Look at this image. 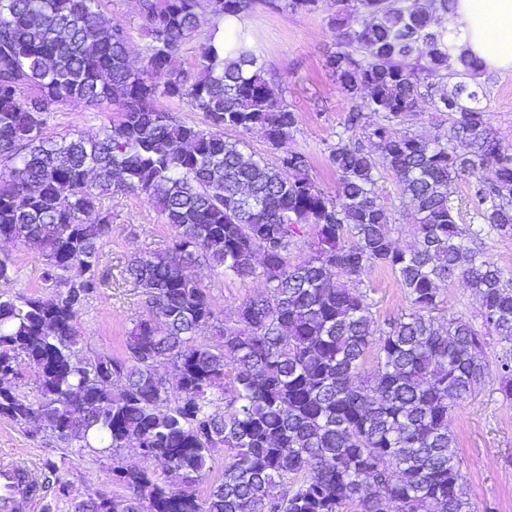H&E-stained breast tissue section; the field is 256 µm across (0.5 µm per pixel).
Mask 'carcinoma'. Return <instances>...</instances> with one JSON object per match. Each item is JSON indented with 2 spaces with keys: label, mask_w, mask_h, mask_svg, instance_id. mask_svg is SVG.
<instances>
[{
  "label": "carcinoma",
  "mask_w": 512,
  "mask_h": 512,
  "mask_svg": "<svg viewBox=\"0 0 512 512\" xmlns=\"http://www.w3.org/2000/svg\"><path fill=\"white\" fill-rule=\"evenodd\" d=\"M102 2L0 0V243L36 250L52 289L11 292L15 266L0 258V377L24 365L38 383L34 399L1 385L0 416L94 454L134 443L178 477L173 488L136 466L115 470L135 504L97 494L75 512H343L349 502L358 512H473L448 420L495 342L511 353L500 370L512 399V279L479 248L491 234L512 237V147L480 107L482 62L434 26L455 0H358L353 24L351 0H327L339 49L325 67L356 101L327 147L332 195L310 156L288 148L299 116L255 52L238 37L228 58L214 42L226 15L312 13L320 0H138L135 27L148 43L137 60L130 30ZM205 11L213 33L186 69L179 58ZM424 71L452 81L426 87ZM424 94L453 139L392 133ZM71 99L110 104L117 119L95 138L55 140L48 114ZM165 101L207 123L177 120ZM228 128L260 132L276 162L224 137ZM385 172L418 226L413 249L391 236ZM461 176L476 224L456 222ZM115 188L144 195L173 236L130 265L148 313L128 332L125 358L80 359L76 324L104 282L97 254L112 215L102 204ZM300 242L309 253L296 262ZM201 263L241 281L261 276L267 292L225 324L190 275ZM376 267L410 303L384 328L358 288ZM455 278L478 298L483 329L453 314L435 323L437 282ZM209 324L216 347L197 336ZM217 448L222 478L201 500L195 486Z\"/></svg>",
  "instance_id": "obj_1"
}]
</instances>
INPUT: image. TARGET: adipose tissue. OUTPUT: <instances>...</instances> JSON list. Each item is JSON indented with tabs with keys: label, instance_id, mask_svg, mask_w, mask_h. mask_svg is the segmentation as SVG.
I'll return each instance as SVG.
<instances>
[{
	"label": "adipose tissue",
	"instance_id": "ef3b65f1",
	"mask_svg": "<svg viewBox=\"0 0 512 512\" xmlns=\"http://www.w3.org/2000/svg\"><path fill=\"white\" fill-rule=\"evenodd\" d=\"M444 26L487 70L512 69V0H456Z\"/></svg>",
	"mask_w": 512,
	"mask_h": 512
}]
</instances>
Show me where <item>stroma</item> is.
<instances>
[{
	"instance_id": "1",
	"label": "stroma",
	"mask_w": 512,
	"mask_h": 512,
	"mask_svg": "<svg viewBox=\"0 0 512 512\" xmlns=\"http://www.w3.org/2000/svg\"><path fill=\"white\" fill-rule=\"evenodd\" d=\"M248 26L260 63L299 114L291 148L309 153L313 178L325 192L334 193L336 176L327 164L325 149L342 131L352 103L337 90L334 77L324 66L326 57L337 50L326 12L261 11L249 16ZM478 81L483 91L481 105L489 114L492 128L504 144H512V71H485ZM114 118V112L106 108L75 101L50 113L47 127L57 140L92 137ZM104 206L112 214V231L99 251L98 261L106 280L90 296L78 318V350L83 358L102 353L124 356L128 331L146 313L129 266L134 258L165 248L171 238L170 226L142 195L118 190L107 196ZM4 252L15 262L14 291L44 293L41 255L9 243L0 244V254ZM192 274L226 321L234 320L244 299L265 289L263 278L242 282L207 266L194 268ZM363 288L373 304L377 324L409 308L404 289L386 269L377 268L365 275ZM439 300L443 317L455 314L472 321L479 310L475 296L460 279L440 284ZM448 430L455 440L464 487L474 512H512V400L502 395L497 375L483 378L472 396L458 402ZM0 460L26 462L41 477L50 478L52 486L37 512H73L75 504L96 492L127 497V490L112 480L117 467L139 466L153 473L159 482L176 481L162 461L143 458L135 445L101 457L77 447H64L49 430L23 429L3 416Z\"/></svg>"
}]
</instances>
